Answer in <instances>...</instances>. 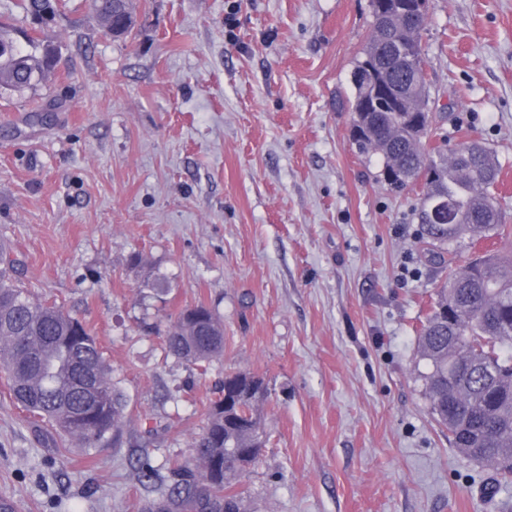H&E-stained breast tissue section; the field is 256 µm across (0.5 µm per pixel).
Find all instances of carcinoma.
<instances>
[{
	"label": "carcinoma",
	"instance_id": "cac0c4a2",
	"mask_svg": "<svg viewBox=\"0 0 512 512\" xmlns=\"http://www.w3.org/2000/svg\"><path fill=\"white\" fill-rule=\"evenodd\" d=\"M132 0H92L104 31L127 38L134 29ZM38 28L15 39L0 20V91H23L47 82L59 56L53 32L44 26L59 0H21ZM414 0H390L405 23L385 32L377 21L354 71L383 70L400 91L397 111L374 112L366 129L380 139L378 150L357 138L362 153L378 154L382 175L395 191L414 181L422 186L417 210L419 240L436 261L448 264V279L422 324L418 345L426 361L425 393L436 420L467 457L496 463L498 492L512 484V239L507 249L479 254L463 265L455 259L466 240L501 239L503 211L494 189L500 168L494 153L477 141L431 147L434 115L424 73L422 32L428 16ZM400 43V57L387 42ZM435 199L451 202L459 215L442 224L429 215ZM17 259L0 248V371L14 401L34 418L83 448L117 446L123 435L127 399L112 380V366L90 329L54 302L35 297L17 280ZM166 352L201 372L224 357V322L205 304L186 306L164 338ZM207 407L190 461L162 476L149 462L142 477L158 483V497L138 512H248L235 488L265 444L261 405L267 388L260 377L224 375Z\"/></svg>",
	"mask_w": 512,
	"mask_h": 512
}]
</instances>
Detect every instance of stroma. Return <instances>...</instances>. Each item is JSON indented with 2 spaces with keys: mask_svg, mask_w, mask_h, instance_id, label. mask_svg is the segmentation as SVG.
I'll use <instances>...</instances> for the list:
<instances>
[{
  "mask_svg": "<svg viewBox=\"0 0 512 512\" xmlns=\"http://www.w3.org/2000/svg\"><path fill=\"white\" fill-rule=\"evenodd\" d=\"M134 3L122 41L64 0L55 74L0 95V244L26 288L90 326L128 399L120 444L88 450L30 422L0 374V499L137 512L140 443L182 462L215 383L245 372L269 391L238 486L252 512H512L425 396L418 332L446 274L417 243L421 188L388 191L336 106L369 0ZM428 14L430 139L493 150L512 227V0ZM200 301L224 321L203 376L163 350Z\"/></svg>",
  "mask_w": 512,
  "mask_h": 512,
  "instance_id": "stroma-1",
  "label": "stroma"
}]
</instances>
